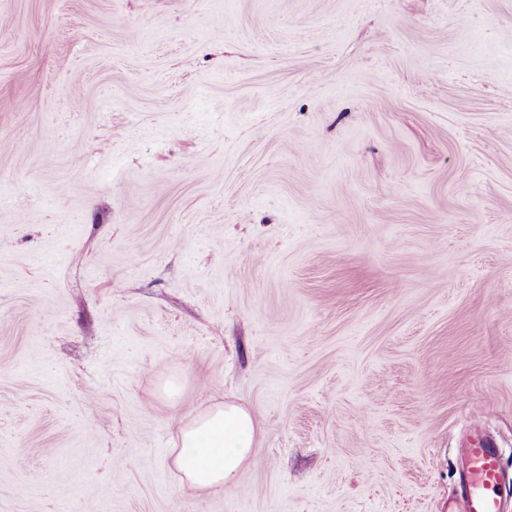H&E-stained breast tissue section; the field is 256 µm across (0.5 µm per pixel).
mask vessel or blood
Here are the masks:
<instances>
[{
	"label": "vessel or blood",
	"mask_w": 512,
	"mask_h": 512,
	"mask_svg": "<svg viewBox=\"0 0 512 512\" xmlns=\"http://www.w3.org/2000/svg\"><path fill=\"white\" fill-rule=\"evenodd\" d=\"M499 450L478 440L467 448V469L462 477V494L457 512H502L498 488L504 474Z\"/></svg>",
	"instance_id": "vessel-or-blood-1"
}]
</instances>
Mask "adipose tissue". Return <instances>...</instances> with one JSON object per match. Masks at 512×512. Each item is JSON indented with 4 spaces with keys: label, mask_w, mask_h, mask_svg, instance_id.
<instances>
[{
    "label": "adipose tissue",
    "mask_w": 512,
    "mask_h": 512,
    "mask_svg": "<svg viewBox=\"0 0 512 512\" xmlns=\"http://www.w3.org/2000/svg\"><path fill=\"white\" fill-rule=\"evenodd\" d=\"M260 433L251 412L217 402L179 423L170 457L181 486L210 491L238 480L250 464Z\"/></svg>",
    "instance_id": "obj_1"
}]
</instances>
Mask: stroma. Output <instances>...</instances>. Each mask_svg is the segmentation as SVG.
<instances>
[{
	"mask_svg": "<svg viewBox=\"0 0 512 512\" xmlns=\"http://www.w3.org/2000/svg\"><path fill=\"white\" fill-rule=\"evenodd\" d=\"M476 435L512 473V0H0V512H449ZM259 433L251 412L233 402L214 403L181 421L170 448L178 483L203 492L237 481L253 459Z\"/></svg>",
	"mask_w": 512,
	"mask_h": 512,
	"instance_id": "stroma-1",
	"label": "stroma"
}]
</instances>
